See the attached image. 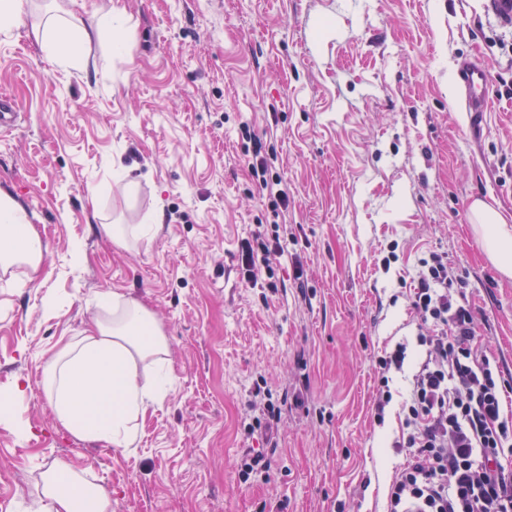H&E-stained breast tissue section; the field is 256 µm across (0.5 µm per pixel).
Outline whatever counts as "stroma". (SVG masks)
Listing matches in <instances>:
<instances>
[{
	"label": "stroma",
	"instance_id": "35a3bbf8",
	"mask_svg": "<svg viewBox=\"0 0 512 512\" xmlns=\"http://www.w3.org/2000/svg\"><path fill=\"white\" fill-rule=\"evenodd\" d=\"M86 24L126 13L127 49L84 72L43 42L50 0L0 32V188L44 247L40 276L0 274V512H30L64 466L112 512H385L402 457L391 405L373 419L372 355L413 338L406 293L447 257L512 380V278L472 230L483 200L512 218V31L488 0H62ZM477 57L494 89L472 121L454 74ZM287 208L252 178L254 141ZM159 217L117 243L106 224ZM291 226L275 287L238 274L240 243ZM135 299L168 340L171 383L130 448L82 441L41 386L102 301ZM54 312H46L45 301ZM281 406L247 433L254 389ZM264 467L242 474L246 454Z\"/></svg>",
	"mask_w": 512,
	"mask_h": 512
}]
</instances>
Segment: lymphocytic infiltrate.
Wrapping results in <instances>:
<instances>
[{
  "label": "lymphocytic infiltrate",
  "mask_w": 512,
  "mask_h": 512,
  "mask_svg": "<svg viewBox=\"0 0 512 512\" xmlns=\"http://www.w3.org/2000/svg\"><path fill=\"white\" fill-rule=\"evenodd\" d=\"M280 235L253 234L239 253L241 279L255 287L274 276L285 253ZM408 300L418 324L413 341L374 356L376 423L393 400L389 375L406 373L395 443L404 461L387 494V512H512V391L500 362L477 342L474 311L444 256L421 259Z\"/></svg>",
  "instance_id": "obj_1"
}]
</instances>
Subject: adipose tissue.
I'll return each mask as SVG.
<instances>
[{
    "label": "adipose tissue",
    "instance_id": "ef3b65f1",
    "mask_svg": "<svg viewBox=\"0 0 512 512\" xmlns=\"http://www.w3.org/2000/svg\"><path fill=\"white\" fill-rule=\"evenodd\" d=\"M126 17L110 12L106 21L87 27L68 15L51 28L48 46L93 68L92 41L124 47ZM473 229L498 270L512 277V224L482 201L472 208ZM44 248L24 206L0 189V271L23 266L29 279L42 269ZM167 341L152 314L133 299H113L92 329L51 356L41 384L61 425L74 436L116 448L130 447L137 420L161 400L170 381ZM43 512H112V497L90 487L72 468H49L42 478Z\"/></svg>",
    "mask_w": 512,
    "mask_h": 512
}]
</instances>
